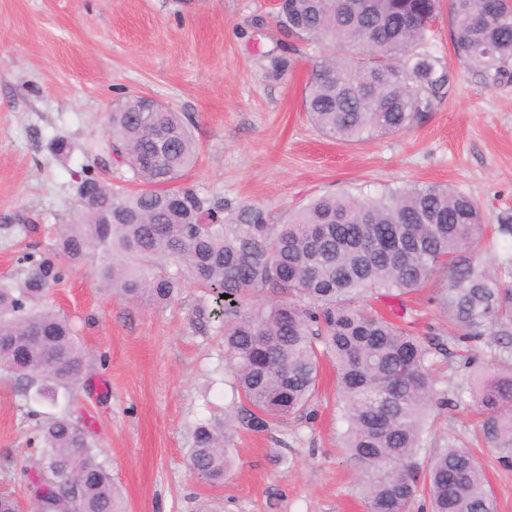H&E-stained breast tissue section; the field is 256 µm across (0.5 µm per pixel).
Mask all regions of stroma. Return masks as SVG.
Wrapping results in <instances>:
<instances>
[{"mask_svg": "<svg viewBox=\"0 0 512 512\" xmlns=\"http://www.w3.org/2000/svg\"><path fill=\"white\" fill-rule=\"evenodd\" d=\"M274 12L275 0H0V277L20 275L23 255L45 250L54 226L72 222L78 173L124 175L106 128L112 108L136 95L191 120L200 153L183 183L202 195L258 205L277 224L327 193L439 184L474 198L490 225L480 265L511 251L497 226L512 215V68L492 83L478 77L454 59L441 16L430 48L449 61L453 83L435 111L403 134L331 139L302 105L317 49L297 42L294 70L270 73L267 54L284 39ZM58 139L66 154L53 150ZM447 280L438 272L409 297L413 334L447 338L436 299ZM49 302L77 329L86 374L52 405L0 374V493L22 512L31 510L40 457L36 426L64 414L90 425L128 512H365L331 367L305 413L254 433L222 333L199 315L208 304L201 289L186 285L159 308L125 302L105 290L91 260L67 269ZM501 356H512V335L502 332L435 356L438 404L420 461L473 445L467 378ZM224 418L237 430L234 467L212 485L188 468L192 433ZM480 455L499 512H512V464L490 448Z\"/></svg>", "mask_w": 512, "mask_h": 512, "instance_id": "35a3bbf8", "label": "stroma"}]
</instances>
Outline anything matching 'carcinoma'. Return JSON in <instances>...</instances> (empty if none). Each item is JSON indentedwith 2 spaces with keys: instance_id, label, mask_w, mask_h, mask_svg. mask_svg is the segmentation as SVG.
Listing matches in <instances>:
<instances>
[{
  "instance_id": "carcinoma-1",
  "label": "carcinoma",
  "mask_w": 512,
  "mask_h": 512,
  "mask_svg": "<svg viewBox=\"0 0 512 512\" xmlns=\"http://www.w3.org/2000/svg\"><path fill=\"white\" fill-rule=\"evenodd\" d=\"M442 8L443 0H360L355 10L344 0H281L279 30L320 51L302 101L312 123L342 141L418 126L451 86L450 68L427 48ZM448 15L454 56L486 81L502 77L512 62L507 0H448ZM293 66L291 52L270 54L271 75ZM107 134L135 187L80 176L77 191L90 188L94 202L78 204L73 222L57 226L48 251L26 256L20 280H0L1 370L45 400L84 378L76 332L46 300L70 266L95 257L112 295L131 303L167 305L191 283L212 296L214 307L200 313L224 328L250 430L307 410L327 360L367 512H411L421 494L431 512H498L469 449L451 445L425 464L417 459L438 345L402 322L404 297L445 267L440 303L456 341L481 339L496 326L508 331L512 284L474 261L486 225L473 198L435 185L378 197L342 192L271 224L260 206L181 185L199 153L182 113L145 112L142 97L132 96L112 110ZM385 298L401 301L400 318L375 306ZM471 393L484 442L509 461L512 359L478 374ZM36 439L34 512H127L86 427L63 415L39 424ZM231 439L223 422L195 427V476L224 480Z\"/></svg>"
}]
</instances>
